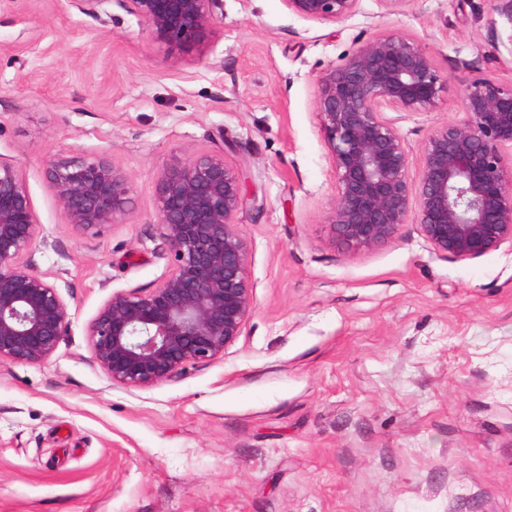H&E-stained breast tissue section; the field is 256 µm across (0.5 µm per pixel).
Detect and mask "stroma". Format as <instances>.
<instances>
[{
	"label": "stroma",
	"instance_id": "stroma-1",
	"mask_svg": "<svg viewBox=\"0 0 512 512\" xmlns=\"http://www.w3.org/2000/svg\"><path fill=\"white\" fill-rule=\"evenodd\" d=\"M105 9L0 0V160L36 215L25 260L69 319L44 363L0 364V512H512V246L454 261L414 223L371 250L334 246L314 104L360 43L408 38L449 76L395 122L418 182L428 135L463 116L462 78L512 81V19L495 0H359L336 23L224 0L217 36L188 48L155 44L120 0ZM218 147L249 199L253 311L223 356L114 384L88 324L167 271L156 184ZM95 155L132 194L93 237L46 163Z\"/></svg>",
	"mask_w": 512,
	"mask_h": 512
}]
</instances>
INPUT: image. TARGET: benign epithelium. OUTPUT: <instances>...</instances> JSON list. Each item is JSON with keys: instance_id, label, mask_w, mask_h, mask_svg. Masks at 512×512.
Returning <instances> with one entry per match:
<instances>
[{"instance_id": "obj_1", "label": "benign epithelium", "mask_w": 512, "mask_h": 512, "mask_svg": "<svg viewBox=\"0 0 512 512\" xmlns=\"http://www.w3.org/2000/svg\"><path fill=\"white\" fill-rule=\"evenodd\" d=\"M158 44L200 46L216 36L224 0H122ZM309 21L350 17L358 0H285ZM448 75L414 43L388 34L361 43L317 80L315 105L338 192L327 217L347 251L393 241L415 220L433 250L465 261L512 245V83L462 80L465 118L426 139L417 183L386 112L432 108ZM47 179L70 224L99 235L131 202L125 172L102 156L50 161ZM157 224L169 268L146 291H119L87 328L93 362L114 384L148 388L224 355L253 309L247 244L237 230L247 203L242 176L224 149L195 152L156 187ZM36 219L20 172L0 161V363L40 365L69 328L67 305L23 257Z\"/></svg>"}]
</instances>
